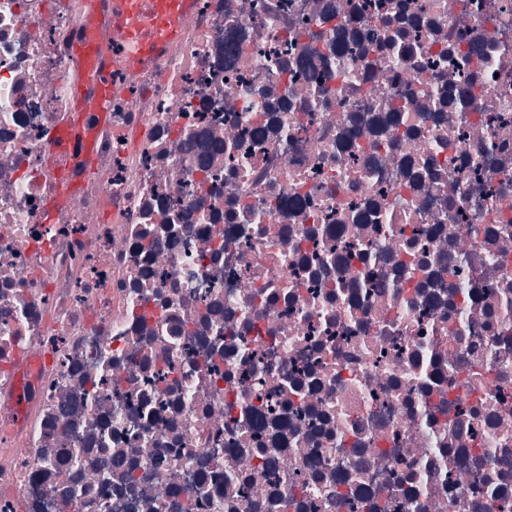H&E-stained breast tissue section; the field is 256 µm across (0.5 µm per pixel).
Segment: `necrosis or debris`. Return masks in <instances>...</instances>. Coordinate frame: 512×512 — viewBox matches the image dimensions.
Here are the masks:
<instances>
[{"mask_svg": "<svg viewBox=\"0 0 512 512\" xmlns=\"http://www.w3.org/2000/svg\"><path fill=\"white\" fill-rule=\"evenodd\" d=\"M111 21L0 0V512H512V0ZM192 7L193 0H113L109 35L123 45L124 63L130 69L140 68L170 46Z\"/></svg>", "mask_w": 512, "mask_h": 512, "instance_id": "necrosis-or-debris-1", "label": "necrosis or debris"}]
</instances>
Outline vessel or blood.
<instances>
[{"mask_svg": "<svg viewBox=\"0 0 512 512\" xmlns=\"http://www.w3.org/2000/svg\"><path fill=\"white\" fill-rule=\"evenodd\" d=\"M193 7V0H112L109 34L125 49L129 68L143 66L170 46Z\"/></svg>", "mask_w": 512, "mask_h": 512, "instance_id": "obj_1", "label": "vessel or blood"}]
</instances>
